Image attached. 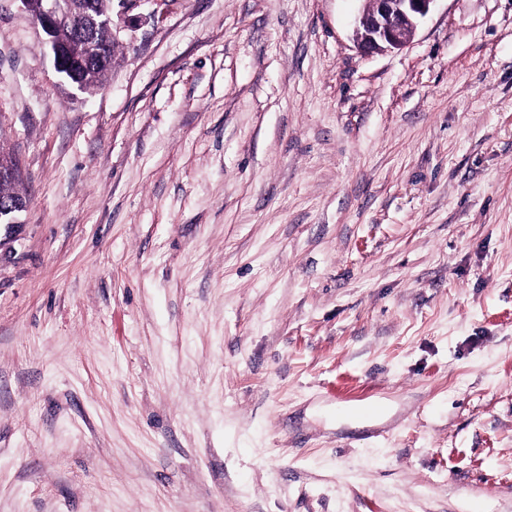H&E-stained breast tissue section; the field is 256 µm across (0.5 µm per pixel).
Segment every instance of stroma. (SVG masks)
<instances>
[{
	"label": "stroma",
	"mask_w": 512,
	"mask_h": 512,
	"mask_svg": "<svg viewBox=\"0 0 512 512\" xmlns=\"http://www.w3.org/2000/svg\"><path fill=\"white\" fill-rule=\"evenodd\" d=\"M364 5L0 0V512H512V0ZM79 1L83 0H44L41 4V18L36 21L35 26L45 35L46 43L49 46L53 65L56 72L64 82L76 86L82 92V85L72 83L67 79L62 65L61 52L55 39L58 30H69L72 28L75 18L79 13L85 11L86 6ZM117 2L121 8L120 16L125 15L129 11L138 8L142 5L151 3L152 0H93L96 11L101 14H108L102 17H95L92 20L94 26L103 25L105 27H98L94 34V44L96 48L100 49L104 54V63L95 64L90 67L77 68L76 77L78 82H83L88 86L101 87L102 80L108 70L112 67V59L115 51V42L117 34V26L114 24L113 19V6L112 2ZM112 33L111 34L109 32ZM113 40V41H112ZM356 26L357 48L373 54L402 48L433 0H367Z\"/></svg>",
	"instance_id": "1"
}]
</instances>
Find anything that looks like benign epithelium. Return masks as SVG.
<instances>
[{"label": "benign epithelium", "instance_id": "1", "mask_svg": "<svg viewBox=\"0 0 512 512\" xmlns=\"http://www.w3.org/2000/svg\"><path fill=\"white\" fill-rule=\"evenodd\" d=\"M125 15L127 26L139 21L128 12L153 0H116ZM434 0H367L356 26L357 48L363 54H373L402 48L411 38L420 18L424 17ZM85 11L79 0H42L41 18L35 26L45 35L53 65L62 79H67L56 32L72 28L77 15ZM27 206L23 197L0 199V225H15L18 214Z\"/></svg>", "mask_w": 512, "mask_h": 512}]
</instances>
